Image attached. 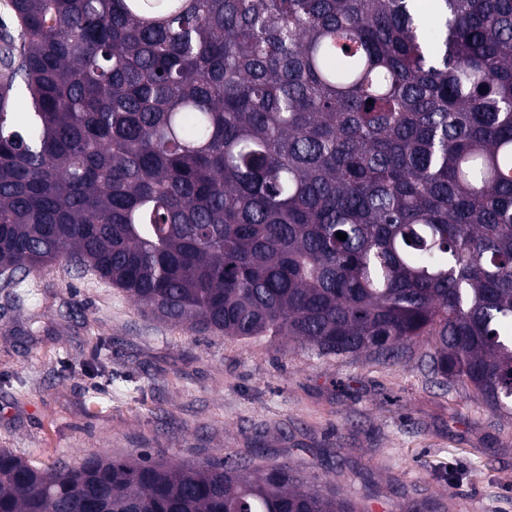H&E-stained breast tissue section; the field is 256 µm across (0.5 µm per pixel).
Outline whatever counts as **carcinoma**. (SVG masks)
<instances>
[{
	"label": "carcinoma",
	"mask_w": 512,
	"mask_h": 512,
	"mask_svg": "<svg viewBox=\"0 0 512 512\" xmlns=\"http://www.w3.org/2000/svg\"><path fill=\"white\" fill-rule=\"evenodd\" d=\"M9 8L1 270L91 269L165 320L321 357L427 337L430 374L512 415V0ZM260 457L0 448V512H358Z\"/></svg>",
	"instance_id": "carcinoma-1"
}]
</instances>
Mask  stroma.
<instances>
[{
  "mask_svg": "<svg viewBox=\"0 0 512 512\" xmlns=\"http://www.w3.org/2000/svg\"><path fill=\"white\" fill-rule=\"evenodd\" d=\"M400 359L321 358L163 321L87 271L0 272V448L37 464L247 449L361 512H512V420Z\"/></svg>",
  "mask_w": 512,
  "mask_h": 512,
  "instance_id": "obj_1",
  "label": "stroma"
}]
</instances>
